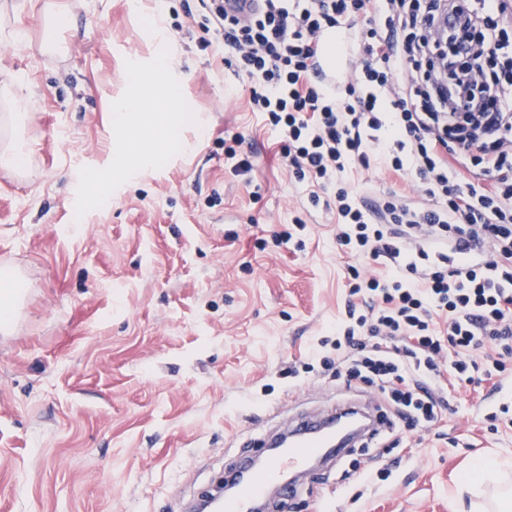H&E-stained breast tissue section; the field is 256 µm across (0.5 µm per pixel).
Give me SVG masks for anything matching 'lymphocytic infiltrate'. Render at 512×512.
<instances>
[{
  "label": "lymphocytic infiltrate",
  "mask_w": 512,
  "mask_h": 512,
  "mask_svg": "<svg viewBox=\"0 0 512 512\" xmlns=\"http://www.w3.org/2000/svg\"><path fill=\"white\" fill-rule=\"evenodd\" d=\"M248 18L199 0L204 45L232 51L253 111L281 137L312 205L336 217L348 254L349 300L326 370L387 394L380 448L434 425L448 388H479L512 359V18L504 0H261ZM348 29L356 62L337 89L319 80L321 36ZM475 179L456 182L455 163ZM382 164L408 171L424 202H377L339 187ZM332 185L333 198L319 188Z\"/></svg>",
  "instance_id": "lymphocytic-infiltrate-1"
}]
</instances>
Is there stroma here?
Returning a JSON list of instances; mask_svg holds the SVG:
<instances>
[{"mask_svg": "<svg viewBox=\"0 0 512 512\" xmlns=\"http://www.w3.org/2000/svg\"><path fill=\"white\" fill-rule=\"evenodd\" d=\"M46 2L0 0V147L31 145L22 171L0 169V270L22 282L0 332V512H184L292 416L384 407L373 388L319 370L314 352L344 312L351 258L252 112L231 54L186 31L196 0H140L136 12L130 0H58L72 24L56 31ZM156 11L207 130L190 160L76 217L78 172L112 161V100L126 60L150 52L140 19ZM16 28L26 47L12 45ZM19 75L30 92L16 117ZM232 133L255 156L250 181L224 162ZM342 184L369 200L411 191L380 165ZM502 400L460 388L436 425L403 431L410 458L354 451L311 474L285 512H472L464 476L512 463V422L491 433L483 421ZM371 464L393 478L342 487L343 471Z\"/></svg>", "mask_w": 512, "mask_h": 512, "instance_id": "obj_1", "label": "stroma"}]
</instances>
